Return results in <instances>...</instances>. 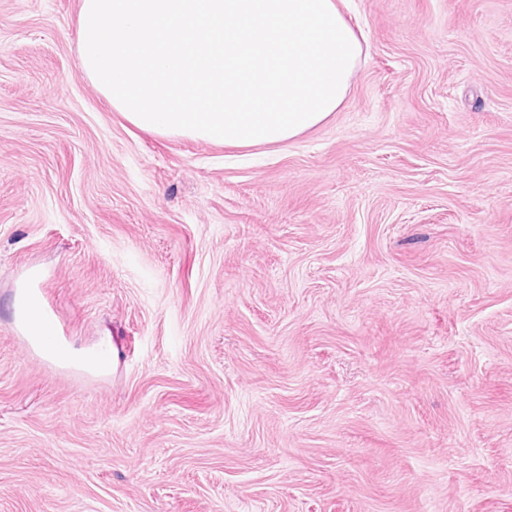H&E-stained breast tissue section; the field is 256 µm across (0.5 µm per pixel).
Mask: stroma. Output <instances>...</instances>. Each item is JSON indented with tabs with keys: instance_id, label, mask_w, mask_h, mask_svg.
<instances>
[{
	"instance_id": "35a3bbf8",
	"label": "stroma",
	"mask_w": 512,
	"mask_h": 512,
	"mask_svg": "<svg viewBox=\"0 0 512 512\" xmlns=\"http://www.w3.org/2000/svg\"><path fill=\"white\" fill-rule=\"evenodd\" d=\"M80 6L0 0V512H512V0H354L342 106L253 148L115 112ZM18 300L23 299L24 309V325L27 332L28 346H37L41 348H49L54 351L55 360L65 364L67 360V340L64 332L61 330L58 322L55 308L43 296L40 288H18ZM31 309H35L38 316V325L41 336L33 331L30 324L28 313ZM85 352H74L68 349V357L71 360L80 359Z\"/></svg>"
}]
</instances>
